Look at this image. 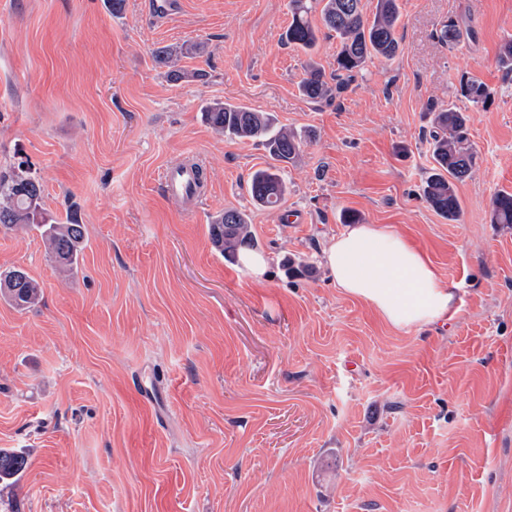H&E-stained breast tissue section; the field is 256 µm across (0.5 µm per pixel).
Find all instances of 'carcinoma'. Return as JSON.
<instances>
[{
    "mask_svg": "<svg viewBox=\"0 0 512 512\" xmlns=\"http://www.w3.org/2000/svg\"><path fill=\"white\" fill-rule=\"evenodd\" d=\"M291 21L285 31V41L310 54L318 42V29L310 15L320 10L323 25L334 32L340 49L336 69L326 74L314 61L309 62L306 76L300 85L301 94L311 102H328L345 90L350 81L374 58L387 61L402 52L397 36L400 12L398 0H377L375 11L367 17L362 0H289ZM468 29L463 23L449 20L442 25L439 42L453 46L459 43ZM197 47L180 46L159 50L156 61L166 68L169 81H201L206 74L176 67L178 57L193 53ZM457 95L470 107L485 106L491 92L475 77H464L459 82ZM208 124L227 139H250L261 142L274 163L254 171L248 183V193L260 206H277L287 191L280 164L292 159L300 148L297 136L284 127H276L262 112L250 107L215 100L203 109ZM431 115L429 147L434 162L422 186L425 202L441 217L456 221L461 205L457 183L470 176L474 155L467 136L469 115L467 109L432 101L427 105ZM490 222L512 226V192L501 191L491 202ZM23 229L35 231L46 244L48 254L61 270L67 272L79 266L84 246V228L75 219L61 224L48 216L44 207V189L37 176L25 167H17L0 174V230ZM213 247L224 257L238 262L258 251L245 213L226 209L209 225ZM0 295L18 309L38 303L42 288L37 280L21 268L0 271ZM28 465L23 454L0 449V483L22 474Z\"/></svg>",
    "mask_w": 512,
    "mask_h": 512,
    "instance_id": "cac0c4a2",
    "label": "carcinoma"
}]
</instances>
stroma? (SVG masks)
I'll list each match as a JSON object with an SVG mask.
<instances>
[{
    "label": "stroma",
    "mask_w": 512,
    "mask_h": 512,
    "mask_svg": "<svg viewBox=\"0 0 512 512\" xmlns=\"http://www.w3.org/2000/svg\"><path fill=\"white\" fill-rule=\"evenodd\" d=\"M0 0V171L28 164L49 215L85 228L76 273L37 233L0 232V271L43 288L21 311L0 299V448L28 458L0 512H512V0H399L402 53L373 60L330 102L299 85L288 0ZM471 34L439 42L448 19ZM202 81L171 83L163 46ZM493 91L470 111L474 166L458 221L422 197L433 166L430 101L461 76ZM229 100L302 138L280 206L255 205L266 148L203 117ZM200 160L210 193L179 209L161 170ZM244 212L268 269L255 278L211 243ZM388 224L456 291L449 322L402 331L336 288L323 252L345 211ZM308 267L291 277L285 259ZM490 221L512 226V192L501 191L491 202Z\"/></svg>",
    "instance_id": "stroma-1"
}]
</instances>
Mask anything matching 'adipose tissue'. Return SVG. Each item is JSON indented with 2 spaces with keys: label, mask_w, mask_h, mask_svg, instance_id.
I'll return each mask as SVG.
<instances>
[{
  "label": "adipose tissue",
  "mask_w": 512,
  "mask_h": 512,
  "mask_svg": "<svg viewBox=\"0 0 512 512\" xmlns=\"http://www.w3.org/2000/svg\"><path fill=\"white\" fill-rule=\"evenodd\" d=\"M325 265L343 293L409 330L452 319L455 293L431 260L391 226L358 224L333 238Z\"/></svg>",
  "instance_id": "ef3b65f1"
}]
</instances>
